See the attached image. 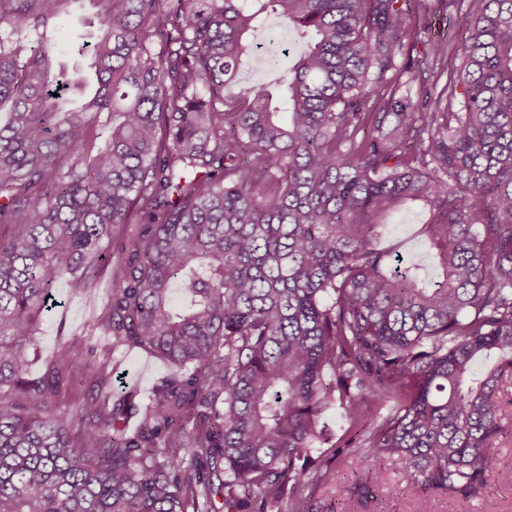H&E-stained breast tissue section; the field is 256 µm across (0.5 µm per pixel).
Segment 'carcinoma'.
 Segmentation results:
<instances>
[{"label":"carcinoma","mask_w":512,"mask_h":512,"mask_svg":"<svg viewBox=\"0 0 512 512\" xmlns=\"http://www.w3.org/2000/svg\"><path fill=\"white\" fill-rule=\"evenodd\" d=\"M75 2L0 0V512H304L337 403L368 482L512 486V0H474L436 97L452 34L397 65L422 0H88L90 95L50 43ZM273 27L303 42L281 95L234 92ZM408 205L432 272L380 246ZM110 260L102 365L61 342L33 376L56 284ZM120 346L170 367L144 406Z\"/></svg>","instance_id":"obj_1"}]
</instances>
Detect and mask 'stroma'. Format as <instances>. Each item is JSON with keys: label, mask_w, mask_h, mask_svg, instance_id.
Wrapping results in <instances>:
<instances>
[{"label": "stroma", "mask_w": 512, "mask_h": 512, "mask_svg": "<svg viewBox=\"0 0 512 512\" xmlns=\"http://www.w3.org/2000/svg\"><path fill=\"white\" fill-rule=\"evenodd\" d=\"M424 220V214L415 208L394 214L386 228L384 244H400L405 257L424 259L430 252L429 246L425 240L415 236L416 228ZM109 288L110 279L106 276L101 277L97 288L83 294L70 293L65 283L56 285L55 294L60 305L46 315L40 325L36 350L31 357L32 374L38 375L45 370L46 360L59 342L69 341L83 353L91 352L98 343L97 337L90 334L91 325L109 303ZM112 367L114 377L135 389L144 402L149 401L156 385L169 372L162 359L137 348L117 349L113 354ZM324 421L341 452L337 458L328 461L326 478L306 489L305 494L311 503L310 512H512V491L505 488H488L477 500L458 493L441 496L413 494L408 490L400 464L393 461L382 465L386 487L380 496L344 495V488L364 478L371 463L357 454L362 435L347 428L343 407H330Z\"/></svg>", "instance_id": "stroma-1"}]
</instances>
